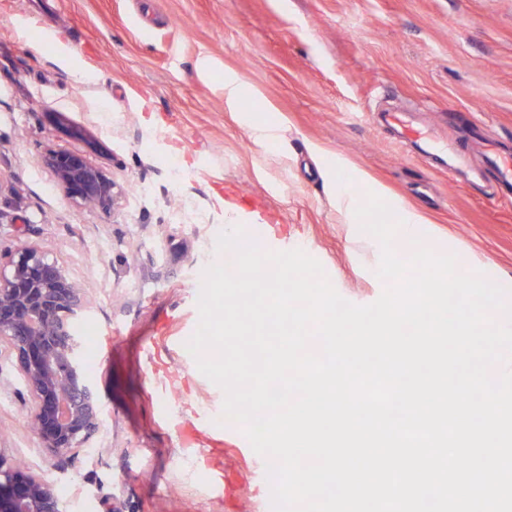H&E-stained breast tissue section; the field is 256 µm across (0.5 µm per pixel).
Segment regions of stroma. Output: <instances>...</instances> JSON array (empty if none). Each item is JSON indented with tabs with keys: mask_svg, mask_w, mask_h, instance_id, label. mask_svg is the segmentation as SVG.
Instances as JSON below:
<instances>
[{
	"mask_svg": "<svg viewBox=\"0 0 512 512\" xmlns=\"http://www.w3.org/2000/svg\"><path fill=\"white\" fill-rule=\"evenodd\" d=\"M228 71L278 120L270 146L229 112ZM391 108L421 143L383 126ZM61 115L103 146L119 210L55 185L43 155L87 148ZM479 136L512 148V0H0V255L39 245L84 286L103 412L87 449L57 457L1 348L0 453L70 512H271L262 456L222 429L224 392L186 347L218 234L255 226L262 250H302L345 300L375 302L380 256L349 238L316 144L424 212L423 245L512 291V198Z\"/></svg>",
	"mask_w": 512,
	"mask_h": 512,
	"instance_id": "obj_1",
	"label": "stroma"
}]
</instances>
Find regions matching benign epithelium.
<instances>
[{
	"label": "benign epithelium",
	"instance_id": "obj_1",
	"mask_svg": "<svg viewBox=\"0 0 512 512\" xmlns=\"http://www.w3.org/2000/svg\"><path fill=\"white\" fill-rule=\"evenodd\" d=\"M44 163L73 203L109 212L121 191L80 151L54 150ZM88 309L82 284L37 245L16 249L0 265V345L15 355L31 396L32 422L54 454L82 450L102 412L76 323ZM0 512H69L56 484L0 454Z\"/></svg>",
	"mask_w": 512,
	"mask_h": 512
}]
</instances>
